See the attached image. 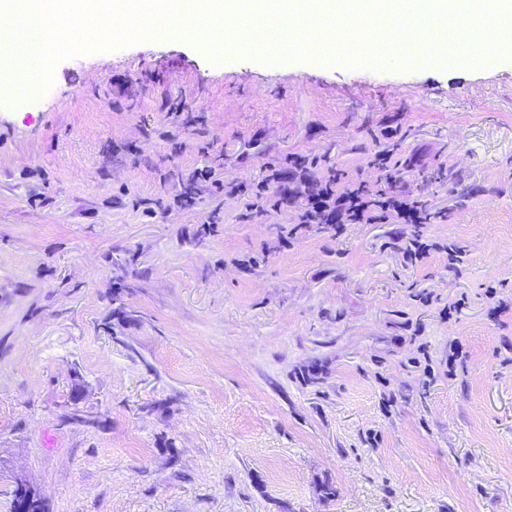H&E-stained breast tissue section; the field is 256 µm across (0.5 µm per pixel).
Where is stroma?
I'll return each mask as SVG.
<instances>
[{"instance_id":"1","label":"stroma","mask_w":512,"mask_h":512,"mask_svg":"<svg viewBox=\"0 0 512 512\" xmlns=\"http://www.w3.org/2000/svg\"><path fill=\"white\" fill-rule=\"evenodd\" d=\"M294 155L432 221L192 181L274 197ZM19 481L48 512H512V49L168 38L62 60L22 109L0 87V512ZM299 175V181L293 188L285 189L277 199L270 198L264 184L247 185L244 183L225 184L214 179V173L208 168L197 169L194 179L203 184H211L224 191L225 195L247 197L252 208L261 210L280 209L288 202V194L303 197L304 210L300 216L302 224H370L386 220L390 216L398 224H428L430 215L416 198L401 192L386 197L375 195L361 182L358 189L341 192L336 187V176H329L324 183L313 181L306 176L308 161L302 156H292L287 160ZM267 208V209H265Z\"/></svg>"}]
</instances>
